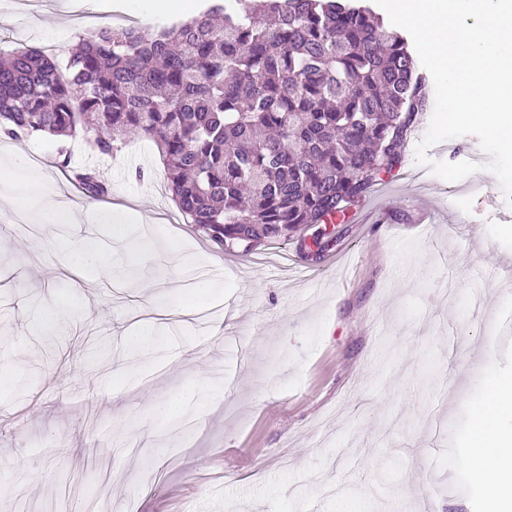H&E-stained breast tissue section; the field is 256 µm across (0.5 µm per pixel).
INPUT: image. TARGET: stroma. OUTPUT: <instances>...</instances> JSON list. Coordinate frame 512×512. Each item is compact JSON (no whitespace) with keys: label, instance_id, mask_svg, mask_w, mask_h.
Segmentation results:
<instances>
[{"label":"stroma","instance_id":"1","mask_svg":"<svg viewBox=\"0 0 512 512\" xmlns=\"http://www.w3.org/2000/svg\"><path fill=\"white\" fill-rule=\"evenodd\" d=\"M95 25L55 0H0V48L23 42L66 65L93 26L146 16L151 0H94ZM404 161L355 205L333 249L299 268L302 237L250 254L218 248L175 218L164 164L137 140L113 156L35 133L0 153V503L12 512H489L464 465L471 407L512 378V209L489 177L457 197ZM104 171L110 193L75 186ZM134 211L122 234L100 223L115 196ZM72 205L85 239L112 258L56 275L55 235H29L34 201ZM177 257L179 288L120 277L145 247ZM171 305L191 318L164 316ZM159 339L135 351L137 323Z\"/></svg>","mask_w":512,"mask_h":512}]
</instances>
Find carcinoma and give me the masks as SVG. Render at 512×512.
<instances>
[{"mask_svg": "<svg viewBox=\"0 0 512 512\" xmlns=\"http://www.w3.org/2000/svg\"><path fill=\"white\" fill-rule=\"evenodd\" d=\"M429 105L407 38L363 0H214L149 36L102 28L65 73L36 46L0 50V136L81 135L103 155L147 139L187 223L246 253L314 224L301 251L321 257ZM79 180L109 191L95 169Z\"/></svg>", "mask_w": 512, "mask_h": 512, "instance_id": "cac0c4a2", "label": "carcinoma"}]
</instances>
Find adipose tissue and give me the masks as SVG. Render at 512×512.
Returning <instances> with one entry per match:
<instances>
[{
  "label": "adipose tissue",
  "instance_id": "ef3b65f1",
  "mask_svg": "<svg viewBox=\"0 0 512 512\" xmlns=\"http://www.w3.org/2000/svg\"><path fill=\"white\" fill-rule=\"evenodd\" d=\"M512 380H492L473 409V431L466 465L497 512H512Z\"/></svg>",
  "mask_w": 512,
  "mask_h": 512
}]
</instances>
